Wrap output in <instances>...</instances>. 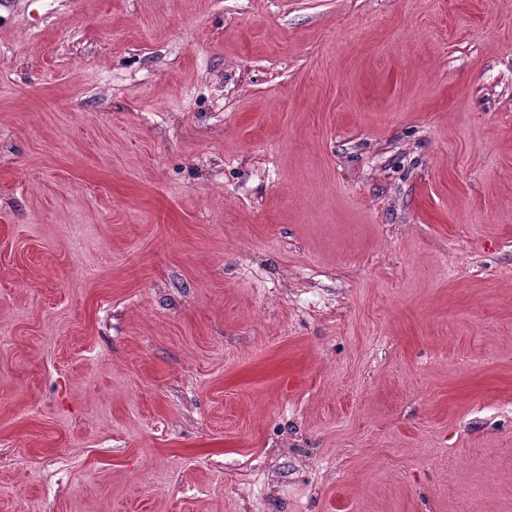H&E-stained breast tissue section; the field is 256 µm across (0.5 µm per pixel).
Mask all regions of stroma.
<instances>
[{"label": "stroma", "mask_w": 512, "mask_h": 512, "mask_svg": "<svg viewBox=\"0 0 512 512\" xmlns=\"http://www.w3.org/2000/svg\"><path fill=\"white\" fill-rule=\"evenodd\" d=\"M0 512H512V0H0Z\"/></svg>", "instance_id": "35a3bbf8"}]
</instances>
